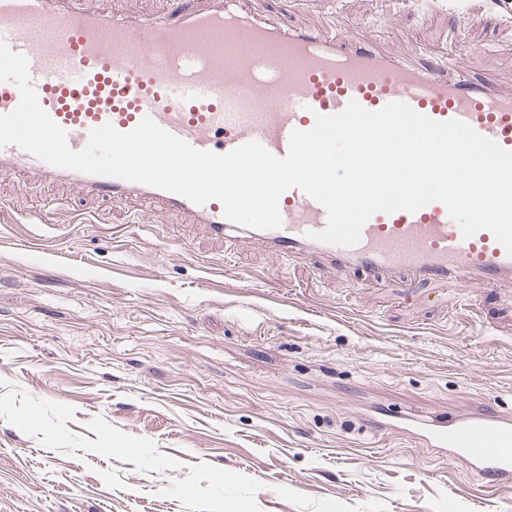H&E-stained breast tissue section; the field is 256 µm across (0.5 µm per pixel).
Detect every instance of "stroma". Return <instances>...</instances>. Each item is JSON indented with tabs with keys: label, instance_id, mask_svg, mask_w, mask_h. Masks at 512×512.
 <instances>
[{
	"label": "stroma",
	"instance_id": "1",
	"mask_svg": "<svg viewBox=\"0 0 512 512\" xmlns=\"http://www.w3.org/2000/svg\"><path fill=\"white\" fill-rule=\"evenodd\" d=\"M512 86V0H253ZM0 174V512H512L377 413L512 416V293L412 296Z\"/></svg>",
	"mask_w": 512,
	"mask_h": 512
}]
</instances>
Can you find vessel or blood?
<instances>
[{
    "label": "vessel or blood",
    "mask_w": 512,
    "mask_h": 512,
    "mask_svg": "<svg viewBox=\"0 0 512 512\" xmlns=\"http://www.w3.org/2000/svg\"><path fill=\"white\" fill-rule=\"evenodd\" d=\"M250 2L178 0L158 15L130 17L113 14L108 0H0V42L27 57L41 107L75 151L92 128L109 123L128 132L149 117L198 150L223 154L255 141L283 157L292 131L310 130L316 115L340 113L352 101L371 111L403 102L436 121H463L512 151V88L471 81L459 65L391 58L365 36L286 31L254 14ZM0 171L85 198L135 197L222 238L259 240L273 257L309 252L367 282L394 284L403 275L454 289L512 286L504 246L487 230L463 237L437 201L413 213H375L360 241L343 246L315 240L327 211L297 187L279 198L281 226L259 230L227 220L219 201L198 205L145 184L55 167L13 145L0 149ZM378 424L489 485L512 484L510 416L474 407L386 414Z\"/></svg>",
    "instance_id": "1"
}]
</instances>
